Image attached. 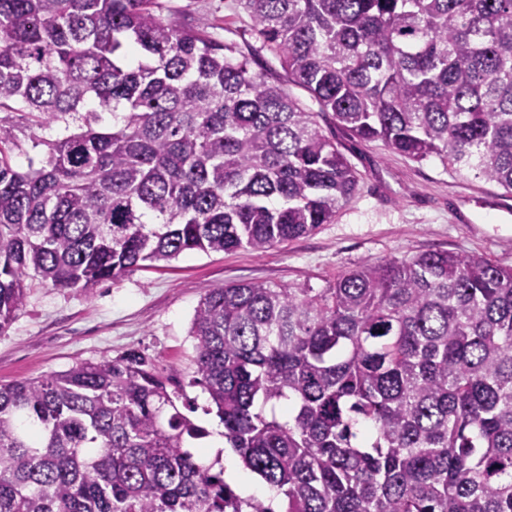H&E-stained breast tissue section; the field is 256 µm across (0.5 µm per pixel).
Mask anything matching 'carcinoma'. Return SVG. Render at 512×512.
<instances>
[{"label":"carcinoma","mask_w":512,"mask_h":512,"mask_svg":"<svg viewBox=\"0 0 512 512\" xmlns=\"http://www.w3.org/2000/svg\"><path fill=\"white\" fill-rule=\"evenodd\" d=\"M286 84L165 0H0V331L28 284L89 293L331 224V122L512 194V0H239ZM224 444L280 512H512V268L423 251L327 288L227 283L191 320ZM147 357L0 384V512H273L196 448Z\"/></svg>","instance_id":"cac0c4a2"}]
</instances>
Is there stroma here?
<instances>
[{"mask_svg":"<svg viewBox=\"0 0 512 512\" xmlns=\"http://www.w3.org/2000/svg\"><path fill=\"white\" fill-rule=\"evenodd\" d=\"M181 22L209 17L219 37L251 44L238 0H170ZM360 182L331 224L259 255L247 249L195 252L136 272L90 293L33 285L25 307L0 332V384L62 372L79 363L140 351L184 387L180 411L214 429L207 395L191 385L195 308L208 289L264 281L325 288L368 261L422 251L474 254L512 266V222L496 206L512 205L495 185L448 171L438 158L414 161L382 142L338 135Z\"/></svg>","mask_w":512,"mask_h":512,"instance_id":"stroma-1","label":"stroma"}]
</instances>
